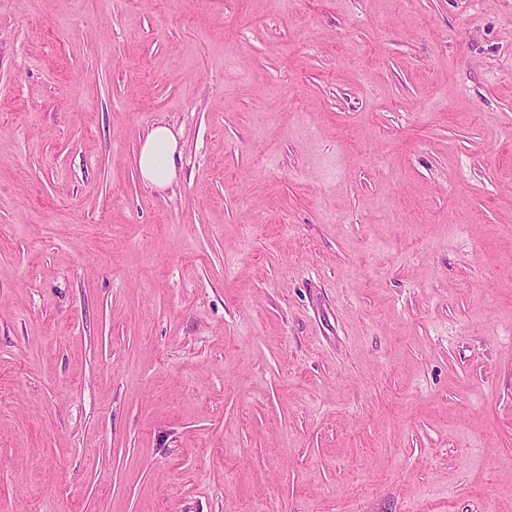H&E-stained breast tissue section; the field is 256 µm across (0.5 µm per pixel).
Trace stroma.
I'll return each mask as SVG.
<instances>
[{"instance_id": "35a3bbf8", "label": "stroma", "mask_w": 512, "mask_h": 512, "mask_svg": "<svg viewBox=\"0 0 512 512\" xmlns=\"http://www.w3.org/2000/svg\"><path fill=\"white\" fill-rule=\"evenodd\" d=\"M509 225L512 0H0V512H512ZM176 154H180L178 140L172 130L162 124L155 126L142 142L137 156L143 180L158 188L170 185L176 176Z\"/></svg>"}]
</instances>
